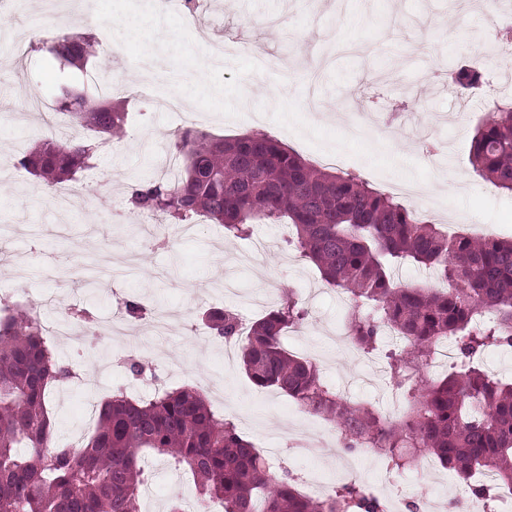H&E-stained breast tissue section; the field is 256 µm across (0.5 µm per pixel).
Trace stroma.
Masks as SVG:
<instances>
[{"label":"stroma","mask_w":512,"mask_h":512,"mask_svg":"<svg viewBox=\"0 0 512 512\" xmlns=\"http://www.w3.org/2000/svg\"><path fill=\"white\" fill-rule=\"evenodd\" d=\"M334 3L197 0L199 28L194 31L176 16L154 19L139 8L138 0H105L103 10L117 25L108 36L97 37L100 50L94 60L125 77L126 132L114 141L112 152H99L93 168L75 183L84 203L71 211L60 234L40 233V226L54 218V196L19 164L48 130L41 113L28 112L27 102L34 96L54 101L59 73L40 53L29 52L18 64L10 50L12 40L30 43L43 36L46 17L38 0H23L5 11L6 22L0 25V101L6 104L0 110V282H12L14 303L43 305L51 315L61 312L67 300L102 321L116 296L172 315L168 335L151 351L96 336L76 343L55 341L59 359L80 375L51 391L59 442H80L89 435L88 400L103 402L119 389L134 399L150 397V389L136 388L127 369L133 354L155 383L197 386L256 446L279 445L282 466L296 475H318L323 493L355 477L376 481L383 462L340 448L337 432L325 420H317L313 431L314 437L327 441L322 453L299 443L291 423L304 417V410L280 391L258 389L244 372L240 347L225 350L223 339L205 322V312L224 308L253 321L262 318L263 310L253 301L267 280L275 279L307 312L303 334L290 344V351L312 354L335 388L346 376L368 372L363 352L344 354L327 341L328 332L344 328L350 307L339 302L318 270L289 245L288 225L259 224L252 237L230 239L220 226L202 218L194 233L160 248L153 231L135 227L137 210L127 207L124 222L116 224L99 207L106 196L127 202L142 178H156L160 157L170 152L175 131L166 114L154 111L142 95L138 69L147 52L169 39L175 49L163 56L166 71L205 70L203 88L183 86L194 127L220 136L267 133L314 164L339 153L340 170L359 174L383 193L395 194L404 182L422 185L435 203L428 213L433 223L454 224L470 234L476 225L488 224L496 238L511 239L512 194L476 176L469 151L474 128L492 101L512 96V73L491 70L489 86L470 96L463 109L448 74L471 62L477 39L511 20L512 14L489 18L471 0H345L340 10ZM202 28L214 39L236 45L223 65L210 66L198 34ZM256 47L274 62V69L255 70ZM326 53L331 63L317 85H310L308 66ZM312 91L322 102L316 115L303 108ZM339 112L368 114L378 128L366 138L348 139L335 119ZM431 125L448 144L435 162L423 160L416 150L420 133ZM256 236L272 243L259 269L238 261ZM128 252L139 255L137 268L117 278L103 277L94 293L86 294L80 285L85 272ZM86 376L98 386L96 397L87 395L82 383ZM145 469L154 487L152 497L141 498V512H166L172 498H195L193 481L184 471L154 457L147 459ZM458 491L455 477L441 467L409 489L416 500H447V512H456Z\"/></svg>","instance_id":"1"}]
</instances>
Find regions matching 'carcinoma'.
<instances>
[{
  "instance_id": "cac0c4a2",
  "label": "carcinoma",
  "mask_w": 512,
  "mask_h": 512,
  "mask_svg": "<svg viewBox=\"0 0 512 512\" xmlns=\"http://www.w3.org/2000/svg\"><path fill=\"white\" fill-rule=\"evenodd\" d=\"M35 46L72 74L59 86L53 116L96 134L78 143L53 135L20 159L60 192L89 168L100 143L123 130L128 112L121 98L90 94L98 89L90 76L100 71L86 36L62 25ZM450 79L474 93L486 70L475 62ZM172 149L182 160L180 173L166 182L142 180L129 198L135 209L181 222L202 216L235 238L249 236L255 224H289L290 244L347 296L346 334L356 347L378 350L387 328L411 338L403 351L388 354L403 411L384 415L342 399L316 362L284 348L282 333L306 316L290 295L249 327L242 361L250 380L332 421L344 448L371 451L395 472L428 453L468 487L488 470L512 490V383L474 362L487 348L512 347V240L450 238L443 226L359 177L320 168L267 134L223 138L188 128L174 135ZM470 164L512 194V100L494 102L475 127ZM407 262L448 281V291L395 282L394 267ZM209 322L218 336L238 335L230 310L211 312ZM450 336L464 360L432 378L436 343ZM72 377L37 311L1 305L0 512H139L148 456L191 476L200 512L213 502L223 512H384L355 481L320 500L303 494L294 476L274 467L191 385L139 400L118 391L100 405L85 443L58 444L49 391Z\"/></svg>"
}]
</instances>
